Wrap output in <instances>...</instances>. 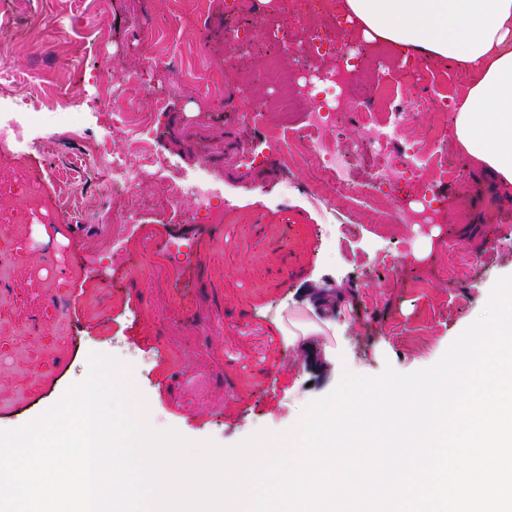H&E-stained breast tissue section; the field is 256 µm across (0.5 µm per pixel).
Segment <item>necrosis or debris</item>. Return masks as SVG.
I'll list each match as a JSON object with an SVG mask.
<instances>
[{
	"label": "necrosis or debris",
	"instance_id": "obj_1",
	"mask_svg": "<svg viewBox=\"0 0 512 512\" xmlns=\"http://www.w3.org/2000/svg\"><path fill=\"white\" fill-rule=\"evenodd\" d=\"M304 13L307 22L300 31L288 26V8L281 0H266L244 23L224 30V57L232 59L238 49L251 40L264 47L265 67L262 80L278 90L274 106L285 120H298L296 137L304 143L312 172L310 182L335 177L341 194L375 196L383 193L385 171L395 168L411 178L424 182L434 176H459V169L449 167L435 147L449 136L448 108L452 100L447 91H435L429 109L437 116L429 140L408 150L390 155L386 149L399 131L411 126L413 115L404 111L402 101L410 98L420 80L424 62L403 56L392 45H364L356 32L355 22L346 15L342 0H292L291 7ZM344 53H337V44ZM337 61L331 67L318 62L329 56ZM291 57L294 65L286 68L282 57ZM365 60L370 69H386L394 75L390 85L373 84L368 74L353 75V61ZM36 119L25 100L13 101L10 108L0 109V223L6 227L0 234V281L25 261L29 251V224L55 223L64 208L62 198L45 195L40 179L27 163L25 136ZM358 127L361 137L346 140L348 127ZM339 149H331V142ZM372 155L376 162L366 173L364 182L351 179L356 160ZM155 157L116 158L112 161V191L126 199L128 212L135 213L140 204L134 195L135 179L144 167L154 165ZM176 200H193L196 210L206 219L220 224L233 204L219 197L210 179L198 176L175 186Z\"/></svg>",
	"mask_w": 512,
	"mask_h": 512
}]
</instances>
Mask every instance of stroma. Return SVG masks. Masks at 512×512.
Listing matches in <instances>:
<instances>
[{
  "label": "stroma",
  "mask_w": 512,
  "mask_h": 512,
  "mask_svg": "<svg viewBox=\"0 0 512 512\" xmlns=\"http://www.w3.org/2000/svg\"><path fill=\"white\" fill-rule=\"evenodd\" d=\"M225 0H206L201 16L178 17L177 0H0V101L27 100L41 113L33 129L31 161L44 172L45 193L74 197V213L57 224H33L29 261H56L72 285L57 303L68 339L40 326L49 294L43 281L18 268L12 278L26 297L14 306L0 293V313L14 325L39 326L0 363V396L15 411L0 413L11 429L53 405L87 374V356L112 355L145 394L150 422L191 440L232 446L255 431L296 425L303 409L330 393L343 370L375 376L385 365L409 373L435 364L472 322L498 278L512 275V190L476 169L456 149L448 162L462 177L424 189L389 170L390 197L378 203L340 199L341 218L324 246L316 231L326 220L301 168L285 169L281 144L302 151L294 132L275 141L281 117L266 84L243 86L263 64L261 50L245 46L225 60ZM57 33L47 39L42 25ZM112 74L104 84L100 74ZM166 94L162 107L137 95L143 75ZM248 93L262 118L244 123L224 102ZM151 121L143 137L168 163L145 169L136 192L140 211L127 223H108L123 203L112 197L111 170L102 156L131 153V115ZM101 151L74 169L77 156ZM206 172L234 199L221 235L185 218L170 221L156 206L167 186ZM434 203L440 224H393L395 200ZM121 237L122 251L111 249ZM189 239L192 262L173 264L167 243ZM386 251V269L368 259ZM101 258L108 273L85 271ZM141 272L129 276V264ZM295 275L282 280L283 268ZM326 296L328 307L315 303ZM302 316L320 333L289 339V320ZM317 350L321 365L308 371ZM68 356L51 379L30 384L31 355ZM274 375L262 381L260 371Z\"/></svg>",
  "instance_id": "1"
}]
</instances>
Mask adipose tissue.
I'll use <instances>...</instances> for the list:
<instances>
[{
    "label": "adipose tissue",
    "mask_w": 512,
    "mask_h": 512,
    "mask_svg": "<svg viewBox=\"0 0 512 512\" xmlns=\"http://www.w3.org/2000/svg\"><path fill=\"white\" fill-rule=\"evenodd\" d=\"M364 38L472 74L453 106L461 153L512 186V0H345Z\"/></svg>",
    "instance_id": "1"
}]
</instances>
